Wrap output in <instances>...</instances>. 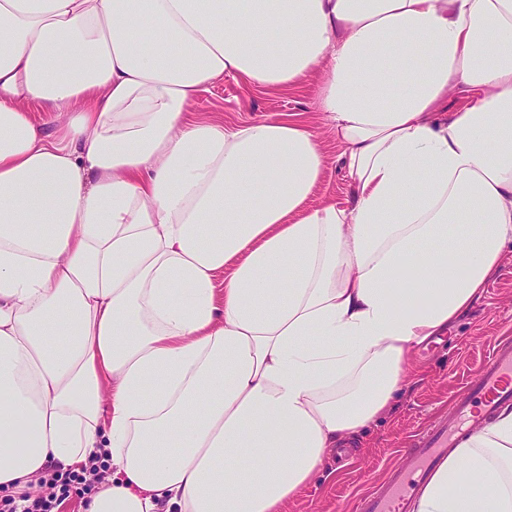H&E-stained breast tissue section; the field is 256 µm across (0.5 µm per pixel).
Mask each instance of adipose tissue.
Listing matches in <instances>:
<instances>
[{"label":"adipose tissue","mask_w":512,"mask_h":512,"mask_svg":"<svg viewBox=\"0 0 512 512\" xmlns=\"http://www.w3.org/2000/svg\"><path fill=\"white\" fill-rule=\"evenodd\" d=\"M315 72L313 207V128L190 106ZM510 243L512 0H0V491L105 452L88 512H284ZM411 512H512V409Z\"/></svg>","instance_id":"1"}]
</instances>
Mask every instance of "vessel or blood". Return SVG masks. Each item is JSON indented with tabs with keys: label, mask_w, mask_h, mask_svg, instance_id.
I'll list each match as a JSON object with an SVG mask.
<instances>
[{
	"label": "vessel or blood",
	"mask_w": 512,
	"mask_h": 512,
	"mask_svg": "<svg viewBox=\"0 0 512 512\" xmlns=\"http://www.w3.org/2000/svg\"><path fill=\"white\" fill-rule=\"evenodd\" d=\"M512 402V341L497 343L476 378L453 402L448 418L432 422L417 434L385 486L363 497L359 512H407L418 486L440 457L453 447L469 422L488 418Z\"/></svg>",
	"instance_id": "b4317fda"
}]
</instances>
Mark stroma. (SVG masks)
I'll return each instance as SVG.
<instances>
[{
    "label": "stroma",
    "mask_w": 512,
    "mask_h": 512,
    "mask_svg": "<svg viewBox=\"0 0 512 512\" xmlns=\"http://www.w3.org/2000/svg\"><path fill=\"white\" fill-rule=\"evenodd\" d=\"M319 77L310 75L297 87L257 90L227 79L215 83L192 104L195 115L232 126L249 119L298 114L317 130L329 158L314 202L342 198L348 182L336 157L335 134L324 127L318 111ZM512 337V249L501 270L487 284L483 297L449 326L447 333L420 346L416 370L398 399L369 434L353 439L350 454L330 457L320 484L304 489L286 512H355L360 499L375 491L400 462L402 451L435 417L450 412L458 391L472 381L499 337Z\"/></svg>",
    "instance_id": "obj_1"
}]
</instances>
